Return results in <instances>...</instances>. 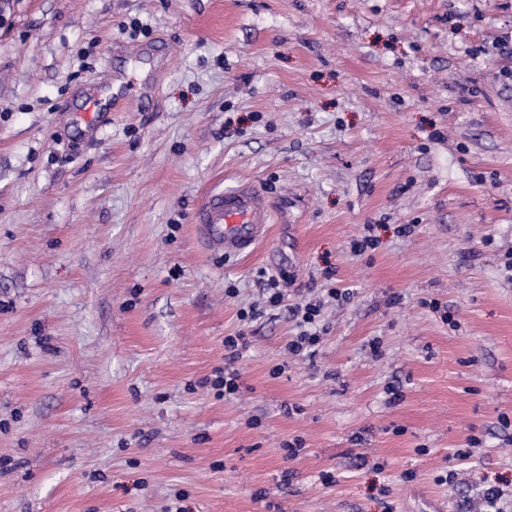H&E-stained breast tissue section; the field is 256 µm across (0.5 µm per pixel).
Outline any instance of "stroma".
<instances>
[{
	"instance_id": "1",
	"label": "stroma",
	"mask_w": 512,
	"mask_h": 512,
	"mask_svg": "<svg viewBox=\"0 0 512 512\" xmlns=\"http://www.w3.org/2000/svg\"><path fill=\"white\" fill-rule=\"evenodd\" d=\"M510 39L512 0H0V512L512 499ZM117 43L157 93L86 141ZM244 183L267 239L208 250ZM262 270L324 299L315 356ZM108 107H103L99 102L95 99L89 101L88 106L84 109L83 112L79 114V123L85 125L91 132L96 133L98 130V112H102V109L107 108H119L121 105L120 98L117 96H112L108 99ZM193 223L199 239L209 250L224 255L243 254L266 238L271 212L260 189L240 185L205 195Z\"/></svg>"
}]
</instances>
